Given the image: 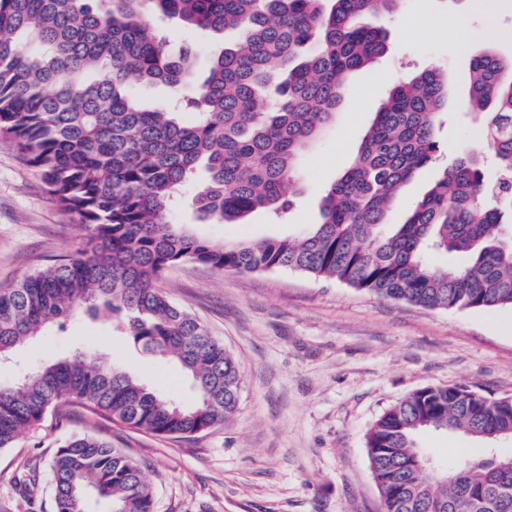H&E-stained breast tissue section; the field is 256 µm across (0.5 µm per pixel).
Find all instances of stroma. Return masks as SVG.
Wrapping results in <instances>:
<instances>
[{
  "label": "stroma",
  "instance_id": "stroma-1",
  "mask_svg": "<svg viewBox=\"0 0 512 512\" xmlns=\"http://www.w3.org/2000/svg\"><path fill=\"white\" fill-rule=\"evenodd\" d=\"M367 23L388 30L387 51L347 78L335 121L302 160L301 195L287 223L261 212L245 224L197 223L190 187L174 213L177 223L218 244L306 233L320 221L323 188L354 160L390 88L409 73L436 67L450 72L453 85L438 133L439 163L405 186L387 217L391 224L404 221L439 164L481 134L468 116L470 57L487 46L512 56V0H403L393 14ZM159 34L170 52L196 54L200 77L211 56L239 43L235 32L203 34L174 21ZM82 236L35 170L0 143V288L70 254ZM160 286L236 358L242 381L236 411L194 439L171 440L64 409L0 451V512H53L49 462L62 440L83 430L142 465L155 512H381L365 434L388 407L435 386L512 396L510 307L427 309L288 270L219 275L196 264L170 268ZM79 347L165 398H194L177 364L142 353L109 323L80 313L67 332L48 330L0 364V383ZM419 445L445 463L486 450L470 436L433 430ZM29 458L41 465V490L31 504L14 488Z\"/></svg>",
  "mask_w": 512,
  "mask_h": 512
}]
</instances>
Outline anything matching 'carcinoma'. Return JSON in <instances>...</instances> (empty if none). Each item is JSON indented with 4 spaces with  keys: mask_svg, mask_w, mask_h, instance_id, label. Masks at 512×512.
<instances>
[{
    "mask_svg": "<svg viewBox=\"0 0 512 512\" xmlns=\"http://www.w3.org/2000/svg\"><path fill=\"white\" fill-rule=\"evenodd\" d=\"M402 0H0V139L41 177L84 230L69 256L0 289V361L75 311L117 320L142 352L171 359L194 400H168L80 349L0 384V450L47 415L77 404L128 429L192 438L224 423L241 373L224 343L157 281L197 263L222 273L284 269L334 279L425 308L512 307V59L470 61L468 102L484 140L441 167L401 224L386 217L402 188L436 163L449 76L424 70L396 83L354 163L319 202L320 222L296 238L216 245L173 222L181 189L197 185L198 220L243 224L288 215L300 157L336 117L344 81L386 52L387 31L360 22ZM238 30L177 113L145 108L135 84L191 79V53L171 54L157 20ZM491 157L498 177L482 166ZM432 252L464 254L450 274ZM459 386L414 391L368 429L365 448L383 512H512V454L486 451L444 472L418 446L427 430L482 441L512 437V399ZM55 512H153L140 465L92 433L66 438L50 465Z\"/></svg>",
    "mask_w": 512,
    "mask_h": 512,
    "instance_id": "1",
    "label": "carcinoma"
}]
</instances>
